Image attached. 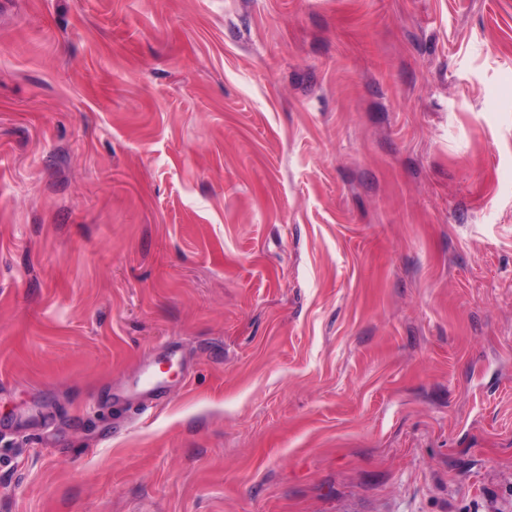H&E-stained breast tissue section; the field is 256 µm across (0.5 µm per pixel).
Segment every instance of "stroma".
I'll use <instances>...</instances> for the list:
<instances>
[{
    "mask_svg": "<svg viewBox=\"0 0 512 512\" xmlns=\"http://www.w3.org/2000/svg\"><path fill=\"white\" fill-rule=\"evenodd\" d=\"M0 512H512V0H0Z\"/></svg>",
    "mask_w": 512,
    "mask_h": 512,
    "instance_id": "obj_1",
    "label": "stroma"
}]
</instances>
